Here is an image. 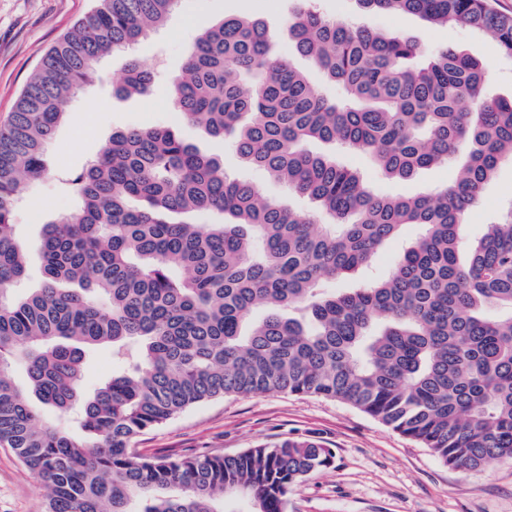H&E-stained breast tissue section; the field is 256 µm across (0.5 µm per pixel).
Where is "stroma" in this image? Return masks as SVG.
Returning <instances> with one entry per match:
<instances>
[{"instance_id":"1","label":"stroma","mask_w":512,"mask_h":512,"mask_svg":"<svg viewBox=\"0 0 512 512\" xmlns=\"http://www.w3.org/2000/svg\"><path fill=\"white\" fill-rule=\"evenodd\" d=\"M291 0H179L168 22L138 45L132 56L151 70L148 95L123 99L112 92L128 56L105 63L102 77L70 103L46 151L49 174L26 186L16 203L14 233L27 254L24 288L40 287L43 226L72 211L76 200L64 181L94 159L112 132L137 126L176 127L202 151L219 154L227 172L254 182L289 208L311 213L315 205L258 169L243 166L231 145L212 141L201 127L181 121L171 109V79L183 64L197 33L224 16L247 11L262 18L276 35L275 51L315 84L322 73L295 51L285 16ZM95 0H0V122L8 118L28 78L46 51L89 12ZM324 12L356 24L369 23L411 35L423 46H458L482 60L491 95H512V59L503 56L489 36L461 26H432L418 18L365 16L356 0H321ZM328 94L334 86L325 85ZM311 151L335 154L356 170L370 191L385 195H418L448 185L458 161L419 170L406 181L382 175L364 155L340 147L310 143ZM512 207V161L500 165L470 211L464 228L478 240L487 225L500 222ZM420 229L405 227L400 239L387 244L369 266L338 281L339 289L359 288L386 275L405 242ZM308 438L332 448L331 465L298 482L288 495L287 512H512V462L482 472L443 465L426 448L347 404L285 391L227 396L192 407L163 425L145 431L135 448L149 457L179 459L196 455H234L288 438ZM40 481L12 449L0 447V512H45Z\"/></svg>"}]
</instances>
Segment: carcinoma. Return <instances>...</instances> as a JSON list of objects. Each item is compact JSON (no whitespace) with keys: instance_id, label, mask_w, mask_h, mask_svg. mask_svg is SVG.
<instances>
[{"instance_id":"obj_1","label":"carcinoma","mask_w":512,"mask_h":512,"mask_svg":"<svg viewBox=\"0 0 512 512\" xmlns=\"http://www.w3.org/2000/svg\"><path fill=\"white\" fill-rule=\"evenodd\" d=\"M288 14L296 51L340 95L271 52L264 20L231 15L200 32L173 80L180 118L233 145L240 161L315 202L319 223L230 177L172 128L114 132L71 179L78 203L44 226L40 287L13 234L22 187L44 177L47 146L101 63L163 26L178 0H96L43 57L0 124V442L40 478L47 512H285L288 493L332 450L288 439L235 455L171 460L132 448L144 431L212 398L271 391L343 402L480 471L512 460V212L477 244L465 217L512 160V97L484 93L485 66L453 46L424 50L338 20L317 0ZM371 16L414 15L491 33L512 58V17L491 0H357ZM131 59L114 92L144 96ZM339 144L390 179L468 160L442 190L371 192L360 174L305 149ZM202 211L218 224H192ZM386 276L340 292L403 229ZM135 351L86 394L88 356ZM56 412L46 420L12 376Z\"/></svg>"}]
</instances>
